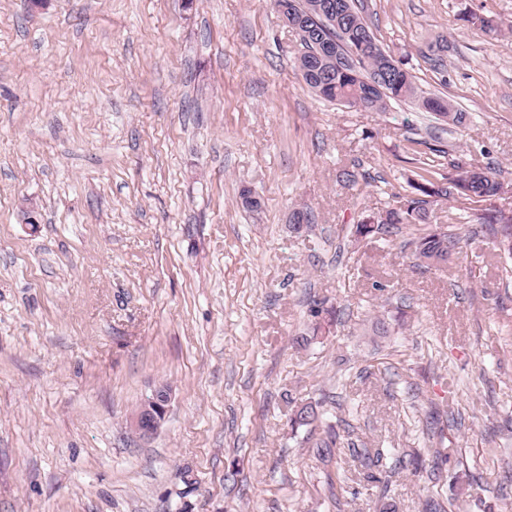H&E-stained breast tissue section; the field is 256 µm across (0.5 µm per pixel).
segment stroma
Wrapping results in <instances>:
<instances>
[{
  "label": "stroma",
  "instance_id": "35a3bbf8",
  "mask_svg": "<svg viewBox=\"0 0 512 512\" xmlns=\"http://www.w3.org/2000/svg\"><path fill=\"white\" fill-rule=\"evenodd\" d=\"M363 5L462 125L317 98L274 0H0V512H512V258L479 220L512 216V34L464 20L512 0ZM457 161L503 189L432 203L446 265L405 225L356 238ZM309 402L326 462L289 425ZM415 244V255L429 261H447L448 254L457 245L458 237L453 230L436 228L426 233L419 234L412 241ZM170 401V388L160 384L152 390L142 409L133 416L132 423L143 438H150L157 432L160 417L166 412Z\"/></svg>",
  "mask_w": 512,
  "mask_h": 512
}]
</instances>
